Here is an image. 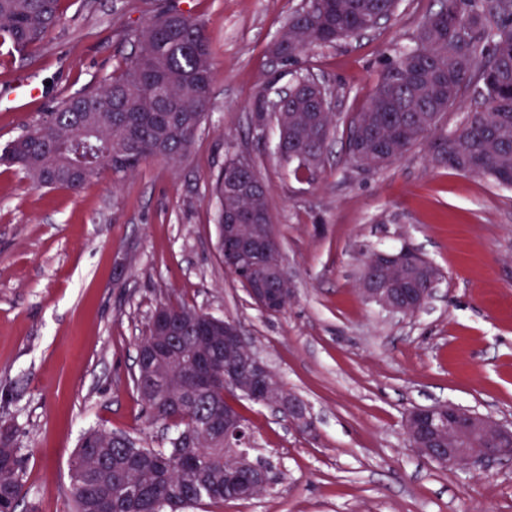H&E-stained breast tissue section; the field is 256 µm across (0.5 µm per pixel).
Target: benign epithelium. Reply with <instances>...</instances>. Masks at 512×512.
I'll use <instances>...</instances> for the list:
<instances>
[{
    "mask_svg": "<svg viewBox=\"0 0 512 512\" xmlns=\"http://www.w3.org/2000/svg\"><path fill=\"white\" fill-rule=\"evenodd\" d=\"M257 219L258 215L255 213H243L234 216L233 223L225 225L224 258L230 264H237V257L243 252L264 256L270 254L273 239L255 232L258 225L254 221ZM414 253L416 250L408 245L393 253L375 252L373 261L364 266L360 278L361 292L366 299L402 316L413 317L425 310L435 297L436 291L433 290L423 297L413 309L395 306L380 291V285L384 283L392 262L403 255ZM276 279H284L283 264L279 257L270 261L267 278L254 285H247L250 297L268 313L280 312L284 300L290 294V289L273 285ZM151 324L155 332L156 349L167 351L176 347V328L162 308H157ZM194 327L202 332L198 342L203 370L197 372L196 380L221 383L226 394L238 392L288 414V419L298 425L309 423L308 408L297 396L291 394L286 401L274 397L272 374L268 366L248 348L237 324L224 322V336L221 337L212 320L200 314L194 320ZM220 341L224 342L225 360L230 362L242 353L249 356L251 373L248 377H241L238 370L229 364L220 370L210 368L207 349ZM406 423L407 436L413 448L423 457L441 466L472 473L480 465L512 459V447L508 446L512 441V425L507 426L478 412L444 402L434 407L409 411ZM242 464L251 467L254 475L246 482L234 484L240 494L251 497L274 486V479L269 471L251 460L250 456H245Z\"/></svg>",
    "mask_w": 512,
    "mask_h": 512,
    "instance_id": "1",
    "label": "benign epithelium"
}]
</instances>
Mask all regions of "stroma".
I'll return each instance as SVG.
<instances>
[{
	"label": "stroma",
	"instance_id": "35a3bbf8",
	"mask_svg": "<svg viewBox=\"0 0 512 512\" xmlns=\"http://www.w3.org/2000/svg\"><path fill=\"white\" fill-rule=\"evenodd\" d=\"M158 0H63L62 22L26 57L0 44V146L61 98L115 76L127 35ZM214 48L212 102L187 159H151L122 181L37 189L0 167V423L24 456L20 512H69L70 463L92 427L158 448L132 386L137 344L160 303L234 321L279 385L309 408L300 429L234 397L273 490L208 512H512V461L465 475L421 457L406 414L450 402L512 419V188L436 165L422 140L364 171L344 156L348 125L438 0H401L378 28L310 50L302 67L270 44L300 0H179ZM327 88L335 132L322 166L294 175L278 134L251 128L258 91L297 72ZM47 93L24 103L25 81ZM231 158L270 188L291 296L270 315L225 270L213 182ZM411 246L442 273L430 310L392 314L365 299L369 251Z\"/></svg>",
	"mask_w": 512,
	"mask_h": 512
}]
</instances>
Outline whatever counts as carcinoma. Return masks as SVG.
Returning <instances> with one entry per match:
<instances>
[{
    "mask_svg": "<svg viewBox=\"0 0 512 512\" xmlns=\"http://www.w3.org/2000/svg\"><path fill=\"white\" fill-rule=\"evenodd\" d=\"M425 16L415 46L396 54L381 75L367 107L350 123L348 161L376 171L433 136L431 158L457 172L486 176L512 187V0H439ZM62 0H0V41L21 57L43 41L62 16ZM399 0H303L288 17L270 54L291 66L312 48L377 28L393 16ZM134 51L120 73L92 92L53 106L0 149V164L39 188L76 191L109 172L124 177L153 158L172 166L190 153L213 107V48L203 23L174 3L160 7L130 34ZM472 91L474 106L462 126L437 133L439 122L461 95ZM328 99L312 76L288 96L277 123L278 154L297 169L320 167L334 130ZM255 131L276 113L270 88L250 108ZM236 191L215 181L219 232L224 216L252 210L270 214L269 187L254 165L239 171ZM408 263L393 279L417 280ZM153 336L138 344L137 391L145 413L173 431L165 448L137 445L128 436L90 429L71 464V512H192L204 502L231 499L224 471L250 436L248 421L238 428L206 430L231 408L224 387L188 389V355L194 338L185 336L181 354L152 367ZM24 498L19 448L9 427H0V512H17Z\"/></svg>",
    "mask_w": 512,
    "mask_h": 512,
    "instance_id": "1",
    "label": "carcinoma"
}]
</instances>
